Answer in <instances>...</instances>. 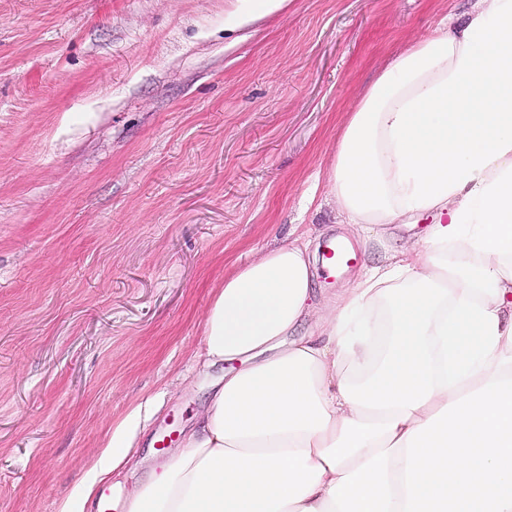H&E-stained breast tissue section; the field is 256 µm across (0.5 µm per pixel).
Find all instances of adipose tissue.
<instances>
[{
  "label": "adipose tissue",
  "mask_w": 512,
  "mask_h": 512,
  "mask_svg": "<svg viewBox=\"0 0 512 512\" xmlns=\"http://www.w3.org/2000/svg\"><path fill=\"white\" fill-rule=\"evenodd\" d=\"M328 185L363 242L428 225L322 301L300 237L225 275L201 364L225 372L125 512H512V0L380 70ZM134 437L113 429L60 512Z\"/></svg>",
  "instance_id": "adipose-tissue-1"
}]
</instances>
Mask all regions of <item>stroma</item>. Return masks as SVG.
<instances>
[{"label":"stroma","instance_id":"35a3bbf8","mask_svg":"<svg viewBox=\"0 0 512 512\" xmlns=\"http://www.w3.org/2000/svg\"><path fill=\"white\" fill-rule=\"evenodd\" d=\"M474 0H288L249 37L231 0H0V512H58L136 415L137 468L191 427L227 259L297 235L360 269L329 195L337 125L378 71ZM324 258L328 268L334 273L358 262V254L341 241H331L324 249Z\"/></svg>","mask_w":512,"mask_h":512}]
</instances>
